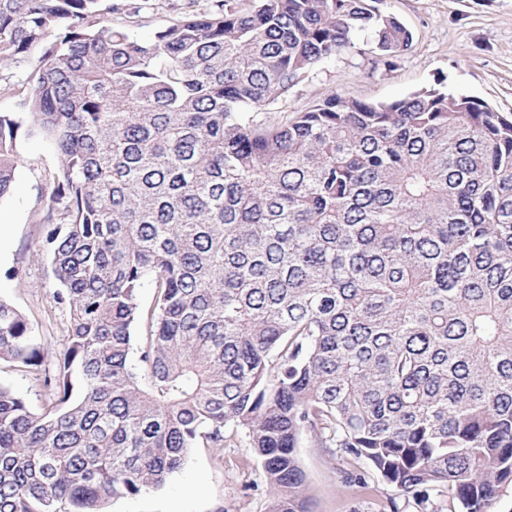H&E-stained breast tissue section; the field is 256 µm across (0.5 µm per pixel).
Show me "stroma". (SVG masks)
<instances>
[{
  "label": "stroma",
  "mask_w": 512,
  "mask_h": 512,
  "mask_svg": "<svg viewBox=\"0 0 512 512\" xmlns=\"http://www.w3.org/2000/svg\"><path fill=\"white\" fill-rule=\"evenodd\" d=\"M211 2L197 0L190 8L186 0H148L139 17L105 12L95 23L121 26L135 38L148 39ZM378 7L412 30V47L388 68L376 62L369 35H358L289 94V111H304L331 91L390 102L439 81L449 93L512 113V0H379ZM18 151L13 192L0 199V222L10 227L8 254L0 260V298L22 313L55 353L63 347L67 312L53 300L57 285L47 266L49 227L43 217L59 163L53 148L37 135L22 137ZM299 458L312 512H382L392 499L401 512H417L413 499L374 473H367L366 487L349 485L347 457L329 453L313 439L303 440ZM267 499L264 470L240 432L227 438L221 450L192 449L164 486L108 501L102 512H265Z\"/></svg>",
  "instance_id": "stroma-1"
}]
</instances>
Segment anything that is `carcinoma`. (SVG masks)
Wrapping results in <instances>:
<instances>
[{"label":"carcinoma","mask_w":512,"mask_h":512,"mask_svg":"<svg viewBox=\"0 0 512 512\" xmlns=\"http://www.w3.org/2000/svg\"><path fill=\"white\" fill-rule=\"evenodd\" d=\"M374 2L217 0L138 40L92 28L101 0H0V64L40 50L0 200L21 134L48 141L68 312L51 371L0 300V362L46 393L0 386V512H101L230 430L265 512H309L306 434L422 512L512 491V115L430 86L270 116L359 34L387 67L412 46Z\"/></svg>","instance_id":"1"}]
</instances>
